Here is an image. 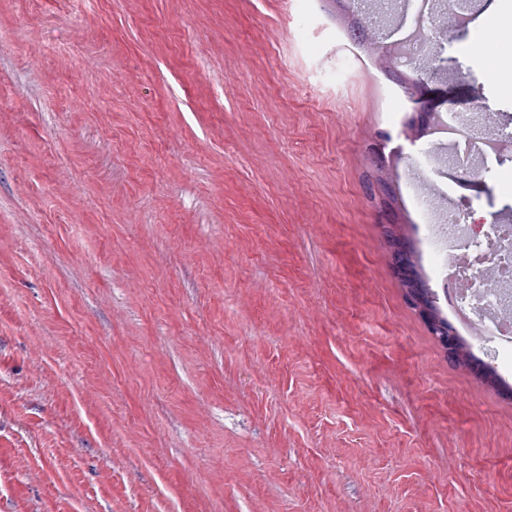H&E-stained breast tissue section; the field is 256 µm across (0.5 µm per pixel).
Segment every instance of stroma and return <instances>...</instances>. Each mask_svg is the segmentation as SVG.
Segmentation results:
<instances>
[{"instance_id": "35a3bbf8", "label": "stroma", "mask_w": 512, "mask_h": 512, "mask_svg": "<svg viewBox=\"0 0 512 512\" xmlns=\"http://www.w3.org/2000/svg\"><path fill=\"white\" fill-rule=\"evenodd\" d=\"M368 7L0 0V512H512V397L383 229L408 84L512 114V0L418 71L354 50ZM458 193L512 212V162ZM427 304L430 306L429 308V314L430 318L440 324L441 326H434L430 330L433 333V335L437 336L440 343L443 345L446 353H448V357L452 356V350H453V338L450 334H446V332L443 330L446 329L448 333V321L446 320H437V316L435 314L436 311H440L437 306L434 304L432 300H427ZM447 335V336H446ZM455 350H456V356L454 362L458 365H462L468 368H471L473 365V362L475 361L473 355L470 351L466 349V346L462 343L460 340L457 341L455 338Z\"/></svg>"}]
</instances>
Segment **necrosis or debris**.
<instances>
[{"instance_id":"necrosis-or-debris-1","label":"necrosis or debris","mask_w":512,"mask_h":512,"mask_svg":"<svg viewBox=\"0 0 512 512\" xmlns=\"http://www.w3.org/2000/svg\"><path fill=\"white\" fill-rule=\"evenodd\" d=\"M433 24L423 0H416L402 34L401 62L414 63L424 54L426 31ZM435 131L452 146L480 139L482 158L512 157V134L497 132L478 137L472 114L443 116ZM408 201L422 232L420 244L431 262L438 295L448 307L449 321L487 357L511 350L512 260H501L500 251L512 249V219H495L486 234L477 237L472 233L464 203L452 201L447 207H437L416 181L409 184Z\"/></svg>"}]
</instances>
